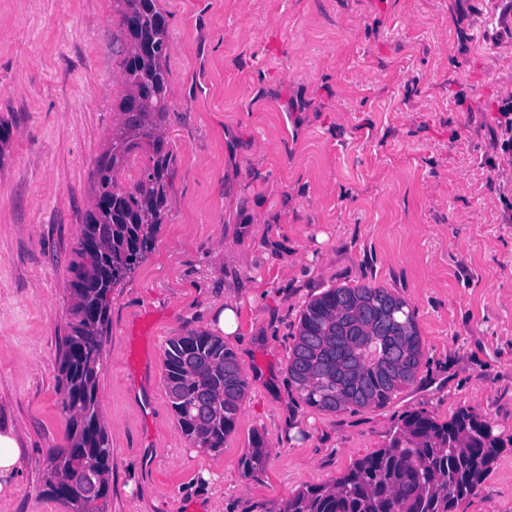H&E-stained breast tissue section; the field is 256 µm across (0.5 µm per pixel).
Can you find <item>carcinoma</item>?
<instances>
[{"instance_id": "cac0c4a2", "label": "carcinoma", "mask_w": 512, "mask_h": 512, "mask_svg": "<svg viewBox=\"0 0 512 512\" xmlns=\"http://www.w3.org/2000/svg\"><path fill=\"white\" fill-rule=\"evenodd\" d=\"M112 40L124 55V94L115 111L112 154L92 173L112 203L86 216L73 263L68 334L58 361L66 445L47 451L54 495L71 512H106L112 448L96 388L101 373L109 295L151 252L164 221L172 154L161 134L168 100L171 42L158 0H115ZM147 141L153 154L137 180L121 188L116 173ZM97 241L95 250L86 243ZM165 387L191 443L218 450L234 430L248 378L233 350L205 330L170 338L164 349ZM423 357L415 312L388 288H328L307 302L288 354V379L299 399L320 411L381 408L414 382ZM492 426L467 410L447 422L427 412L401 419L388 446L359 459L331 486H304L279 512H454L477 492L497 455ZM267 456L261 439L244 458L247 469Z\"/></svg>"}]
</instances>
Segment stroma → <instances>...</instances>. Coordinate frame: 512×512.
Masks as SVG:
<instances>
[{
    "label": "stroma",
    "mask_w": 512,
    "mask_h": 512,
    "mask_svg": "<svg viewBox=\"0 0 512 512\" xmlns=\"http://www.w3.org/2000/svg\"><path fill=\"white\" fill-rule=\"evenodd\" d=\"M171 52L173 158L153 250L111 293L97 400L107 512H278L386 447L399 420H489L500 448L456 512H512V0H158ZM112 0H0V419L21 477L0 512H70L51 492L72 264L92 172L120 115ZM370 284L416 315L415 382L327 413L288 384L305 304ZM225 337L249 388L223 449L183 434L168 339ZM155 375L133 392L136 349ZM261 438L268 457L246 471ZM210 326L218 333L226 336L234 335L238 330V320L235 310L231 306L218 309Z\"/></svg>",
    "instance_id": "35a3bbf8"
}]
</instances>
